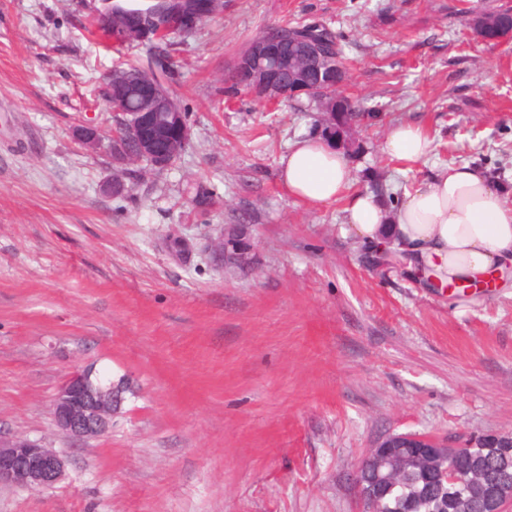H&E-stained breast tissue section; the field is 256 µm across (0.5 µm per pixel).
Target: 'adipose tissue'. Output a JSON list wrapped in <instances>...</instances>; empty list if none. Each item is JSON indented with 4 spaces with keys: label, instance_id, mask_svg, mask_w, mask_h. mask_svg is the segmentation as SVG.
I'll return each instance as SVG.
<instances>
[{
    "label": "adipose tissue",
    "instance_id": "ef3b65f1",
    "mask_svg": "<svg viewBox=\"0 0 512 512\" xmlns=\"http://www.w3.org/2000/svg\"><path fill=\"white\" fill-rule=\"evenodd\" d=\"M433 141L403 122L388 133L387 156L427 159ZM289 196L311 208L345 201L347 233L404 254L409 265L443 284L478 283L512 264V200L480 167L454 166L405 191L394 210L354 189L345 152L319 139L296 141L281 161Z\"/></svg>",
    "mask_w": 512,
    "mask_h": 512
}]
</instances>
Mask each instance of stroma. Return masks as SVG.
<instances>
[{
	"mask_svg": "<svg viewBox=\"0 0 512 512\" xmlns=\"http://www.w3.org/2000/svg\"><path fill=\"white\" fill-rule=\"evenodd\" d=\"M94 0H0V435L57 451L50 489L0 487V512H365L352 475L391 432L471 446L512 432V295L440 288L370 266L336 203L289 197L280 161L313 134L307 101L228 91L264 27L320 21L345 53V93L373 112L354 132V186L386 206L450 167L512 190V38L486 44L471 13L512 0H224L177 39L168 86L189 148L161 174L135 166L103 196L106 75L148 46L92 34ZM422 126L426 161H393L389 129ZM242 225L254 269L208 245ZM191 249L178 255L169 237ZM127 380L111 429L75 442L53 399L75 370Z\"/></svg>",
	"mask_w": 512,
	"mask_h": 512,
	"instance_id": "35a3bbf8",
	"label": "stroma"
}]
</instances>
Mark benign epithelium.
<instances>
[{
  "mask_svg": "<svg viewBox=\"0 0 512 512\" xmlns=\"http://www.w3.org/2000/svg\"><path fill=\"white\" fill-rule=\"evenodd\" d=\"M94 22L105 33H112L114 25L144 44L156 43L169 35L189 36L199 26L202 17L197 0H162V7L150 15L117 11L115 0H99ZM159 73L153 64L145 68L141 86L143 104L138 112L124 111L126 90L120 83L112 82L107 75L105 85L108 91L111 111L124 116L126 124L124 138L104 142L101 129L85 123L77 126L76 133L82 144L91 148H105L111 155L115 168L112 177L101 185L107 195L126 190L124 181L128 166L141 161L143 157L156 158V166H169L186 150L190 139V128L180 103L171 92L157 86ZM249 91L263 98L283 100L318 87H342L336 80V71L319 68L303 83L288 84L280 79L275 69L252 70L249 74ZM137 142L140 155L134 156L117 150L127 140ZM213 260L222 266L238 270L249 269L254 262L250 240L243 237L230 240L221 233L211 242ZM128 383H103L93 376L90 368L73 372L60 387L53 402L52 414L59 431L74 441H85L105 433L112 425L124 403ZM448 441L434 436L416 433H392L370 449L368 456L390 460L404 448L420 449L419 456L440 459L445 454ZM478 448L491 455L512 457V432L487 433L478 437ZM64 476V463L51 449L26 437L3 438L0 436V486L24 488L32 491L50 488ZM389 473L378 475L375 482L365 487L358 478H353L354 487L363 502L375 504L382 496ZM486 512H506L512 503V485L508 481H497L486 485L484 490Z\"/></svg>",
  "mask_w": 512,
  "mask_h": 512,
  "instance_id": "benign-epithelium-1",
  "label": "benign epithelium"
}]
</instances>
